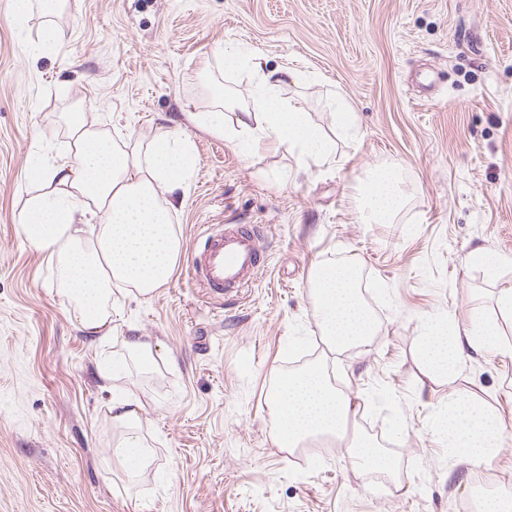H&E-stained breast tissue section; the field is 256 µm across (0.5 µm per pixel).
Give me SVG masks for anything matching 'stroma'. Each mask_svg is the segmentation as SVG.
Listing matches in <instances>:
<instances>
[{
  "label": "stroma",
  "mask_w": 512,
  "mask_h": 512,
  "mask_svg": "<svg viewBox=\"0 0 512 512\" xmlns=\"http://www.w3.org/2000/svg\"><path fill=\"white\" fill-rule=\"evenodd\" d=\"M15 0H0V512H461L476 473L512 494V359L471 353L457 374L430 376L426 326L464 328L497 312L512 287V0H63L33 4L20 35ZM62 44L39 47L45 26ZM253 49L303 73L283 88L333 134L330 102L357 116L336 161H300L288 147L244 158L190 122L220 86L252 100V80L225 71L223 50ZM143 141L177 121L196 155L173 216L180 255L149 299L112 298L108 350L83 334L44 254L17 232L35 166L68 152L64 115ZM396 166L409 203L394 224L362 223L357 181ZM214 224H249L269 260L253 288L215 298L193 281L189 256ZM476 247L506 263L464 264ZM356 262L374 289L380 332L329 352L308 274ZM145 337L172 365H134L111 382L103 353ZM315 357L344 393L367 402L357 424L398 461L380 491L344 443L315 458L278 448L267 395L278 371ZM131 392L151 465L113 464L114 392ZM461 397L498 412L492 459L460 462L436 433Z\"/></svg>",
  "instance_id": "35a3bbf8"
}]
</instances>
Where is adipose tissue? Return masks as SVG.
Here are the masks:
<instances>
[{"mask_svg":"<svg viewBox=\"0 0 512 512\" xmlns=\"http://www.w3.org/2000/svg\"><path fill=\"white\" fill-rule=\"evenodd\" d=\"M228 70H246L254 78L252 105L239 104L230 93L214 91V111L193 115L195 124L237 145L252 156L262 145L288 146L300 157L335 161L333 145L312 125L301 106L283 97L287 69L271 66L253 50L224 55ZM238 110L234 126H225L224 109ZM71 152L61 163L36 168L33 185L18 221V232L31 248L44 253L57 272L58 293L69 306L74 323L98 344L110 342L112 293L123 290L148 297L171 280L180 242L172 222L176 205L160 197L165 183L178 187L195 167L188 138L163 130L153 139L117 141L91 128L82 113L65 117ZM409 202L401 171L378 167L359 186V206L365 223H396ZM95 225L91 240L80 227ZM354 262L320 264L309 273L310 297L318 311L322 335L329 346L346 350L376 335L379 325L364 304ZM498 329L486 325L449 331L431 325L422 354L438 377L454 374L470 352L495 344ZM271 430L278 447L295 448L309 439L347 437L352 463L366 470L393 473L397 462L373 438L347 435L360 406L331 383L324 367L308 364L276 375L268 395ZM112 422L123 435L112 458L129 475L150 464L152 450L139 433V417L131 395L112 398ZM448 445L461 449L469 462L489 461L503 434L499 414L469 400L449 404L437 421Z\"/></svg>","mask_w":512,"mask_h":512,"instance_id":"obj_1","label":"adipose tissue"}]
</instances>
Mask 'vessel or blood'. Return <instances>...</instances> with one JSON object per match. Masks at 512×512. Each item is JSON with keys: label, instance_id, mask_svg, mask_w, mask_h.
Returning <instances> with one entry per match:
<instances>
[{"label": "vessel or blood", "instance_id": "obj_1", "mask_svg": "<svg viewBox=\"0 0 512 512\" xmlns=\"http://www.w3.org/2000/svg\"><path fill=\"white\" fill-rule=\"evenodd\" d=\"M266 256L254 228L247 224L217 227L198 244L189 272L201 287L218 294H244Z\"/></svg>", "mask_w": 512, "mask_h": 512}]
</instances>
